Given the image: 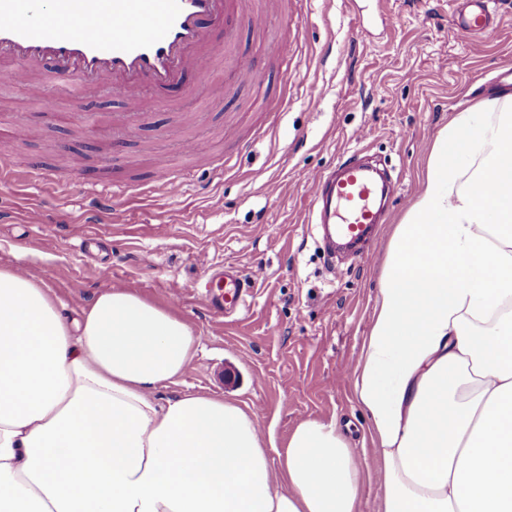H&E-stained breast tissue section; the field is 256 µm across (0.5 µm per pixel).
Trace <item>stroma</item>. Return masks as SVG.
Masks as SVG:
<instances>
[{
  "label": "stroma",
  "instance_id": "stroma-1",
  "mask_svg": "<svg viewBox=\"0 0 512 512\" xmlns=\"http://www.w3.org/2000/svg\"><path fill=\"white\" fill-rule=\"evenodd\" d=\"M261 31L238 24L216 58L214 79L171 93L147 90L136 118L111 122L123 101L104 88L72 111V88L51 84L47 102L25 96L0 60V160L65 175L47 190L0 183V267L43 279L68 310L100 292L128 288L175 306L201 350L167 398L202 391L244 403L283 445L300 421L336 422L362 454L367 419L352 397L351 367L373 312L377 282L395 224L416 198L437 131L512 79V0H494L500 25L474 47L456 16L471 0H255ZM264 75L237 85L232 62ZM293 80L277 112L279 70ZM320 92L318 107L309 96ZM206 141L223 175L179 150ZM167 154L185 174L182 196L149 194L89 223L103 188L154 184L153 159ZM367 157L393 169L396 192L368 248L370 262H331L316 225L306 179L340 159ZM36 205L42 221L27 224ZM257 266L249 307L230 324L214 320L187 293L211 267Z\"/></svg>",
  "mask_w": 512,
  "mask_h": 512
}]
</instances>
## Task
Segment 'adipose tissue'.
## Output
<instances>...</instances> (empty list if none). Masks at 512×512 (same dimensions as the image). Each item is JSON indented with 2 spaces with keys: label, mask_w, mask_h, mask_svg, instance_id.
<instances>
[{
  "label": "adipose tissue",
  "mask_w": 512,
  "mask_h": 512,
  "mask_svg": "<svg viewBox=\"0 0 512 512\" xmlns=\"http://www.w3.org/2000/svg\"><path fill=\"white\" fill-rule=\"evenodd\" d=\"M0 267V512H357L336 424L281 450L236 402L160 389L199 338L115 288L77 316ZM379 512H512V93L436 134L352 371Z\"/></svg>",
  "instance_id": "1"
}]
</instances>
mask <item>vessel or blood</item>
Listing matches in <instances>:
<instances>
[{
  "label": "vessel or blood",
  "mask_w": 512,
  "mask_h": 512,
  "mask_svg": "<svg viewBox=\"0 0 512 512\" xmlns=\"http://www.w3.org/2000/svg\"><path fill=\"white\" fill-rule=\"evenodd\" d=\"M43 0H0V60L15 65L11 82L27 97L45 100L48 82H70L75 103L88 90L119 89L125 111L114 119L127 123L147 87L160 91L184 88L189 80L209 81L215 72L216 26L231 27L239 18L263 24L252 0H57L53 12L33 22ZM162 192L180 197L185 182L172 171L167 156L155 157ZM313 209L307 215L336 241L354 244L372 236L380 222L385 186L359 163L339 161L332 174L307 179ZM224 269V291L207 298L210 310L228 315L247 306L252 279Z\"/></svg>",
  "instance_id": "b4317fda"
}]
</instances>
